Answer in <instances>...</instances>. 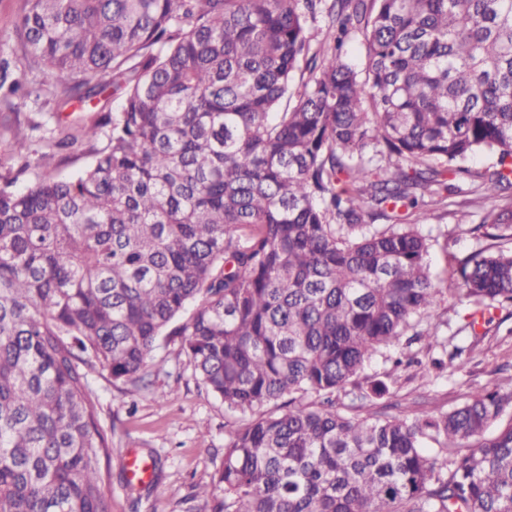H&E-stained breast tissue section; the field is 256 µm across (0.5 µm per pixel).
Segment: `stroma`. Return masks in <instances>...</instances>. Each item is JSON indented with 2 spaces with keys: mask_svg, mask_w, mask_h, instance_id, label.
I'll return each instance as SVG.
<instances>
[{
  "mask_svg": "<svg viewBox=\"0 0 512 512\" xmlns=\"http://www.w3.org/2000/svg\"><path fill=\"white\" fill-rule=\"evenodd\" d=\"M45 88L30 84L24 98L0 101V112H13L21 130L34 138L48 136L57 115L69 121L81 119L77 108H55ZM92 159L90 150L52 151L48 157L33 154L23 182L42 176H71ZM455 192L444 207L432 209L423 232L430 239L429 263L435 274H444L453 259L486 248L487 239L476 232L483 205L469 178H454ZM435 319L437 346L427 340L400 341L399 347L426 363V370L394 367L384 356H375L365 373L386 382L389 392L377 399L375 409L388 415L412 419L432 410L446 412L466 401L475 391L498 386L512 389V313L495 312L486 335L472 337L463 307L443 303ZM470 349V361L455 375L438 368L453 346ZM159 367L148 369L143 382L113 385L107 370L88 373L98 401L99 420L112 440L108 460L112 512H184L183 504L194 487L209 484L224 461L228 430L238 416L202 385L178 342L160 337L154 351ZM152 456L160 465L159 480L152 492L129 488L124 462L128 456Z\"/></svg>",
  "mask_w": 512,
  "mask_h": 512,
  "instance_id": "obj_1",
  "label": "stroma"
}]
</instances>
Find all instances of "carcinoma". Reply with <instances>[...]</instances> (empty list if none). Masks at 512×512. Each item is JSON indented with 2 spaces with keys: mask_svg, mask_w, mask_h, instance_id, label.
Listing matches in <instances>:
<instances>
[{
  "mask_svg": "<svg viewBox=\"0 0 512 512\" xmlns=\"http://www.w3.org/2000/svg\"><path fill=\"white\" fill-rule=\"evenodd\" d=\"M24 2L21 56L49 93L110 86L120 106L49 140L109 129L75 176L19 189L0 158V512H112L83 368L135 385L167 330L244 420L198 488L209 512H512V391L409 420L363 387L405 331L434 335L445 297L472 328L512 307V249L437 281L422 230L489 152L475 230L512 241V0H333L314 53L322 0ZM21 73L0 56L1 98ZM348 59L352 66L358 71L361 79L365 78L366 48L363 37L360 33H353L348 39Z\"/></svg>",
  "mask_w": 512,
  "mask_h": 512,
  "instance_id": "carcinoma-1",
  "label": "carcinoma"
}]
</instances>
